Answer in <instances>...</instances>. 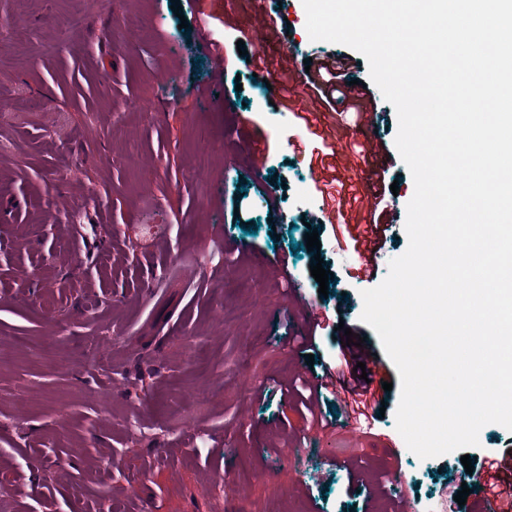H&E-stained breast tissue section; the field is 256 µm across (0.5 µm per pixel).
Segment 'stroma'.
I'll list each match as a JSON object with an SVG mask.
<instances>
[{
    "mask_svg": "<svg viewBox=\"0 0 512 512\" xmlns=\"http://www.w3.org/2000/svg\"><path fill=\"white\" fill-rule=\"evenodd\" d=\"M180 2L177 15L171 0H0V349L28 346L0 370L13 512H379L347 459L401 480L417 512H464L460 452L420 459L396 429L398 374L385 413L355 434L333 403L321 428L289 396L291 380L319 371L298 348V309L322 323L325 361L341 324L379 345L361 320L370 284L331 226L319 253L302 247L323 204L309 168L323 141L237 51L255 0ZM75 10L86 23L72 32L62 20ZM276 17L291 27L267 38L268 68L341 54L345 80L365 86L374 129L350 114L325 142L366 199L378 186L355 142L400 188L384 199L398 206L377 260L385 278L407 249L414 193L396 112L363 55L310 39L302 0ZM252 126L268 134L257 180L245 173ZM318 255L333 274L324 296ZM219 369L222 391L202 397Z\"/></svg>",
    "mask_w": 512,
    "mask_h": 512,
    "instance_id": "1",
    "label": "stroma"
}]
</instances>
